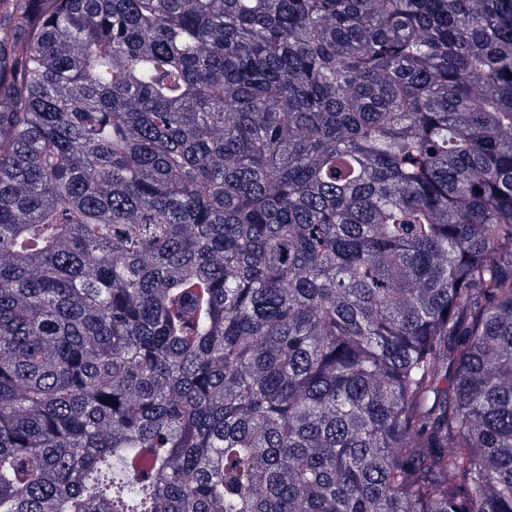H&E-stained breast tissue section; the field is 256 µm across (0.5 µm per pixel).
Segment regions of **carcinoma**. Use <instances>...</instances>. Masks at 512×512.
Listing matches in <instances>:
<instances>
[{
	"instance_id": "cac0c4a2",
	"label": "carcinoma",
	"mask_w": 512,
	"mask_h": 512,
	"mask_svg": "<svg viewBox=\"0 0 512 512\" xmlns=\"http://www.w3.org/2000/svg\"><path fill=\"white\" fill-rule=\"evenodd\" d=\"M512 0H0V512H512Z\"/></svg>"
}]
</instances>
